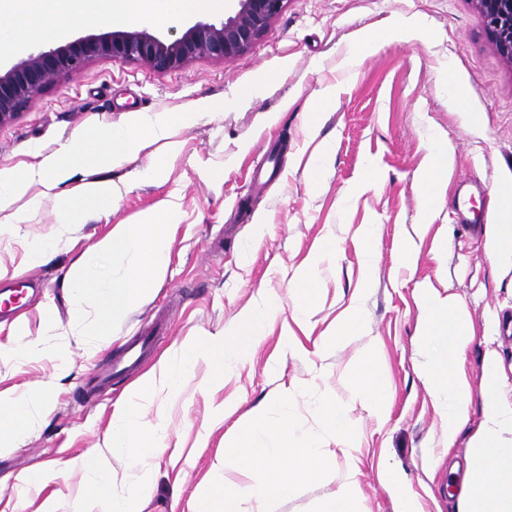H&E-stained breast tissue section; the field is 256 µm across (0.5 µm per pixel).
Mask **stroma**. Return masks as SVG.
I'll list each match as a JSON object with an SVG mask.
<instances>
[{"label":"stroma","instance_id":"obj_1","mask_svg":"<svg viewBox=\"0 0 512 512\" xmlns=\"http://www.w3.org/2000/svg\"><path fill=\"white\" fill-rule=\"evenodd\" d=\"M421 20L427 38L379 42L363 65L341 67L356 44L387 28ZM451 65L466 93L463 108L448 100L440 71ZM262 84L250 100L239 89ZM329 85L338 93L316 129L306 114ZM207 103L212 113L176 131L164 178L131 186L114 210L75 225L62 241L55 204L14 202L26 221L0 234V301L17 278L27 280L21 314L25 337L42 343L47 357L0 362V390L38 380L55 383L52 412L37 419L15 448L0 449V512H35L15 491L19 474L62 466L100 444L115 406L140 383L141 374L113 378L111 391L93 386L124 340L168 317L157 340L164 359L186 338L217 333L234 323L259 294L277 303L269 335L223 388L209 384L198 364L179 399L155 398L146 418L164 412L167 449L152 464L155 488L142 512H195L196 490L207 478L225 433L281 389H288L306 430L318 428L312 396L329 394L349 408L356 428L354 451L345 455L326 438L332 474L279 501L273 512H309L336 491L349 463H356L361 512H397L384 486L386 465L399 466L422 512H463L458 487L467 467L468 442L481 427L482 365L494 353L500 399L512 407V253L495 252L491 228L498 223L496 197L512 191V66L489 43L471 0H289L284 12L244 54L224 62L206 58L158 73L139 63L97 59L82 72L53 84L14 122L0 127V168L27 161L30 147L59 148L80 126H109L136 116L188 112ZM454 150V164L427 235L412 265H402L403 239L420 223L416 178L434 139ZM334 147L319 185L309 180L322 142ZM281 172L266 184L251 175L270 151ZM223 168V178L211 177ZM180 207L172 233L168 270L153 295L114 330L111 345L77 346L70 337L49 336L41 307L51 304L60 322L70 318L67 274L75 261L113 225L135 221L160 201ZM379 227L375 271L363 280L361 225ZM445 236L448 253L437 259L433 242ZM328 238L337 256L318 269L319 304L306 330L297 331L301 353L284 351L281 327L293 321L289 293L295 272ZM58 240L49 263L28 261L37 240ZM433 283L456 297L475 328L466 356L471 397L465 426L446 448L433 396L417 369L419 321L416 292ZM361 299L365 329L338 344H325L339 316ZM377 345L389 387L385 419L369 417L352 389L356 365ZM72 363L61 370L62 360ZM235 398L236 410L216 420L217 408Z\"/></svg>","mask_w":512,"mask_h":512}]
</instances>
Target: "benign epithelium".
<instances>
[{
    "mask_svg": "<svg viewBox=\"0 0 512 512\" xmlns=\"http://www.w3.org/2000/svg\"><path fill=\"white\" fill-rule=\"evenodd\" d=\"M224 21H198L175 39L146 28L81 36L38 49L0 70V127L12 123L48 86L73 76L94 59L141 63L165 73L198 58L232 59L247 51L283 12L287 0H230ZM498 55L512 66V0H472Z\"/></svg>",
    "mask_w": 512,
    "mask_h": 512,
    "instance_id": "obj_1",
    "label": "benign epithelium"
}]
</instances>
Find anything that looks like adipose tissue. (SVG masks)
I'll use <instances>...</instances> for the list:
<instances>
[{
    "label": "adipose tissue",
    "mask_w": 512,
    "mask_h": 512,
    "mask_svg": "<svg viewBox=\"0 0 512 512\" xmlns=\"http://www.w3.org/2000/svg\"><path fill=\"white\" fill-rule=\"evenodd\" d=\"M223 8L224 0H0V52L18 54L39 41L65 39L74 24L165 25L191 12H218ZM195 118L192 112H166L149 123L82 126L38 162L1 168L0 228L25 222L24 212L12 207L23 195L29 196L35 207L46 199L55 201L56 222L66 227L107 211L120 200L123 188L103 178V171L124 167L151 145L169 142L176 128ZM452 163L453 152L447 142L436 143L417 179L422 222L415 227L416 236L425 232L436 211ZM179 216L174 203L163 201L144 211L137 222L113 225L93 245L90 256L73 264L68 273L72 304L68 323H59L51 306L43 307L46 332H63L83 345L110 343L116 325L164 278L170 233ZM415 238L406 239L400 247L403 264L413 260ZM335 253V240H325L294 274L290 294L298 325H308L314 316L320 295L318 267ZM119 255L133 258L121 275L92 271V260H110ZM91 295L101 302L100 311L92 318L82 309ZM417 304L420 318L416 342L423 357L418 370L435 399L445 441L452 446L463 426L462 405L470 396L465 360L474 331L464 308L433 286L419 288ZM273 314L272 299L259 295L256 304L224 332L187 338L169 360L144 376L126 402L113 411L101 446L66 462V469L84 476L81 494L72 495L67 486L61 485L62 470L52 467L20 476L18 492L31 499L43 497L40 512H141L142 502L153 493L149 464L166 450L168 430L165 418L153 422L144 418L143 402L158 392L173 399L180 397L194 368L202 362L210 369L211 383L224 386L246 362L251 349L267 336ZM498 390L497 364L489 355L482 368L485 421L470 439L461 489L466 512H512V448L501 442L502 433H512V407L501 403ZM355 392L370 416L386 417L388 386L378 349H370L360 358ZM53 394L54 385L49 381L22 390H0L1 448H14L23 441L33 416L49 412ZM116 459L127 464V488L120 493L114 489L112 473Z\"/></svg>",
    "instance_id": "1"
}]
</instances>
